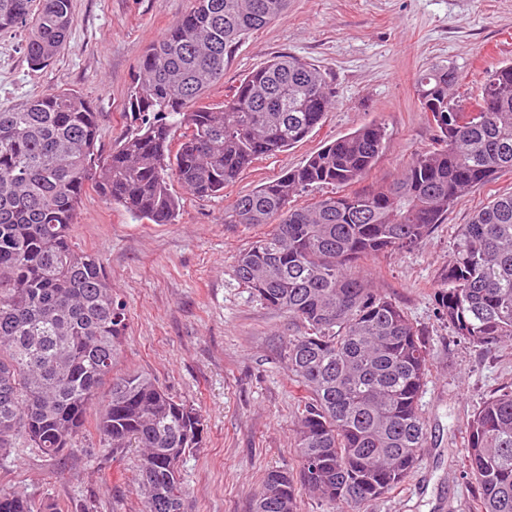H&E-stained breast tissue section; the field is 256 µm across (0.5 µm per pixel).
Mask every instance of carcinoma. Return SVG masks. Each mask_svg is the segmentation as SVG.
Masks as SVG:
<instances>
[{"label":"carcinoma","mask_w":512,"mask_h":512,"mask_svg":"<svg viewBox=\"0 0 512 512\" xmlns=\"http://www.w3.org/2000/svg\"><path fill=\"white\" fill-rule=\"evenodd\" d=\"M287 5L191 0L140 61L127 107L136 132L101 163L97 112L79 92L45 91L0 112V455L22 436L53 456L92 425L105 446L142 449L141 512H188L180 463L201 447V416L143 373H114L125 308L100 258L73 246L68 230L89 186L141 219L174 224L172 181L199 199L217 197L255 160L319 125L335 92L320 69L292 55L250 72L223 102L204 101L225 59ZM18 25L29 26L30 67L44 68L71 34L73 0H0V31ZM457 84L448 66L419 74L417 100L433 115L437 147L386 185L341 192L382 153L385 128L371 124L224 209L226 224L273 225L238 256L235 274L303 327L286 346L288 371L305 390L299 474L268 471L253 512H296L299 482L338 512H365L419 460L429 348L357 263L415 248L458 198L512 172V62L491 72L470 112L460 111ZM329 186L335 192L296 203ZM439 281L437 304L457 335L486 347L512 338V194L460 225ZM466 433L473 512H512V385L483 402ZM0 512L54 508L1 490Z\"/></svg>","instance_id":"obj_1"}]
</instances>
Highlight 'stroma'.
Here are the masks:
<instances>
[{
  "label": "stroma",
  "mask_w": 512,
  "mask_h": 512,
  "mask_svg": "<svg viewBox=\"0 0 512 512\" xmlns=\"http://www.w3.org/2000/svg\"><path fill=\"white\" fill-rule=\"evenodd\" d=\"M190 0H73L71 35L58 57L35 71L25 30L0 32V111L52 89H74L98 112L96 149L107 156L131 132L127 94L140 60L188 9ZM291 54L328 76L336 103L303 142L255 161L223 196L193 197L180 184L177 223L155 224L87 189L69 235L99 255L125 306L127 329L116 372L148 374L201 414L202 446L186 454L189 512H252L267 471L298 472L295 427L300 387L284 357L299 324L267 307L235 275L238 255L270 232L267 224H228L224 209L257 186L301 166L325 144L366 125L384 126L385 149L361 186L390 181L416 153L436 145L418 106L417 74L452 65L471 103L489 73L512 62V0H289L287 11L255 31L224 64L208 96L218 102L244 76ZM512 193V173L476 186L415 249L365 260L368 278L420 328L430 349L420 398L426 442L405 481L367 512H458L470 502L466 422L496 390L512 384V339L479 348L456 336L436 304L437 274L459 225ZM141 451L101 447L88 431L55 457L27 443L0 456V490L74 512H140L135 481Z\"/></svg>",
  "instance_id": "obj_1"
}]
</instances>
